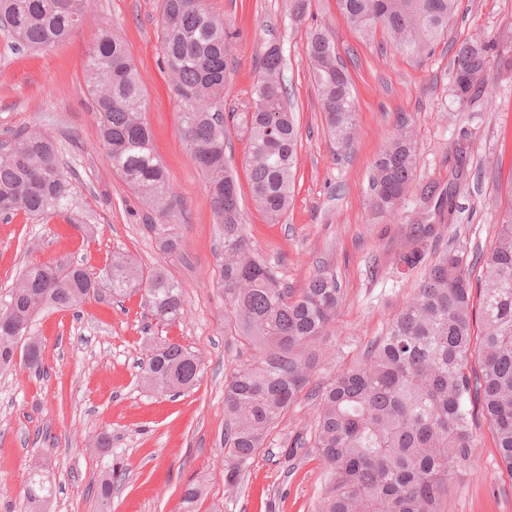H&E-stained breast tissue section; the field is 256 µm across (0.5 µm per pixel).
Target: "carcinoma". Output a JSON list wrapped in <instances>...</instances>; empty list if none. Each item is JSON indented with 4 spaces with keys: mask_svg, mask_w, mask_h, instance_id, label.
I'll return each mask as SVG.
<instances>
[{
    "mask_svg": "<svg viewBox=\"0 0 512 512\" xmlns=\"http://www.w3.org/2000/svg\"><path fill=\"white\" fill-rule=\"evenodd\" d=\"M84 0H0V31L11 49L44 50L79 26ZM362 39L382 29L412 57L430 55L448 32L459 0H336ZM310 0H283V16L299 26ZM160 42L180 97L183 134L211 193L223 244L216 284L224 290V326L258 350L224 381V479L237 483L264 447L272 428L310 385L317 362L311 350L336 320L342 288L321 270L295 291L274 267L257 257L240 207L236 175L224 158V92L235 61L238 32L206 0H161ZM493 40L467 41L453 56V91L464 103L485 84ZM306 53L327 130L341 146L356 133L351 77L326 35H310ZM284 58L273 47L261 58L254 108L241 114L248 133L252 201L268 223L288 209L297 175L300 132L288 109ZM100 141L112 170L140 201L167 210L166 167L156 154L144 118L136 64L122 39L105 28L85 64ZM418 142L402 122L378 153L369 184L372 208L394 213L415 177ZM70 172L53 139L21 130L0 142V213L40 217L67 208ZM164 254L181 250L172 224H149ZM431 224L414 227L395 262L403 276L425 268L414 293L385 335L361 362L314 389L311 448L329 483L318 512H446L448 488L471 461L476 420L494 432L500 459L512 476V201L503 213L494 247L483 260L479 311H474L468 264L456 251L429 252ZM111 277L99 280L70 262L32 263L0 301V372L15 364L42 369L41 342L32 330L46 310H73L86 300H114L142 288L159 326L183 314L182 285L161 268H143L115 253ZM158 393H179L199 380L200 361L182 345L156 339L140 363ZM114 473L91 480L99 512H110ZM54 489L38 458L30 462L24 512H45ZM201 482L186 485L183 512H196Z\"/></svg>",
    "mask_w": 512,
    "mask_h": 512,
    "instance_id": "obj_1",
    "label": "carcinoma"
}]
</instances>
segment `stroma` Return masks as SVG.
<instances>
[{"mask_svg": "<svg viewBox=\"0 0 512 512\" xmlns=\"http://www.w3.org/2000/svg\"><path fill=\"white\" fill-rule=\"evenodd\" d=\"M240 32L228 77L225 112L253 107L259 61L270 46L285 60L290 108L301 134L293 200L281 223H268L250 194L243 220L257 253L282 282L303 288L318 269L333 272L342 289L335 324L320 340L335 349L311 382L346 371L413 293L418 274L396 277L390 265L409 244L412 225L433 223L430 248L452 249L480 276L478 253L490 252L512 187V71L490 65L477 97L458 103L452 57L464 41L498 38L512 50V0H460L435 52L410 57L383 35H356L335 0H311L304 26L284 19L281 0H207ZM160 0H89L84 22L44 52H17L0 36V141L35 127L55 140L75 188L73 204L49 219L0 218V290L29 261L81 264L99 273L124 250L143 267H163L184 288V315L165 327L167 339L200 358L201 374L176 397L141 380L151 316L140 294L122 302H85L80 311H46L35 328L44 369L24 364L0 373V512H21L29 461L40 455L55 479L49 512H98L91 474L115 471L112 512H182L187 483L205 479L199 512H315L327 487L310 448L285 456V443L309 437L314 406L300 398L271 431L239 485L224 483V378L252 354L224 328V292L214 281L221 243L209 188L182 136L180 99L165 69ZM126 43L145 89V119L168 174L171 210L144 209L107 163L84 62L102 24ZM326 34L348 61L357 109L349 147L331 138L310 76V32ZM418 140L416 176L393 216L371 208L374 159L399 121ZM467 148L456 209L436 220L448 191L456 144ZM176 225L177 256L161 253L149 225ZM447 512H512V476L501 464L486 422L477 427L472 464L448 491Z\"/></svg>", "mask_w": 512, "mask_h": 512, "instance_id": "35a3bbf8", "label": "stroma"}]
</instances>
